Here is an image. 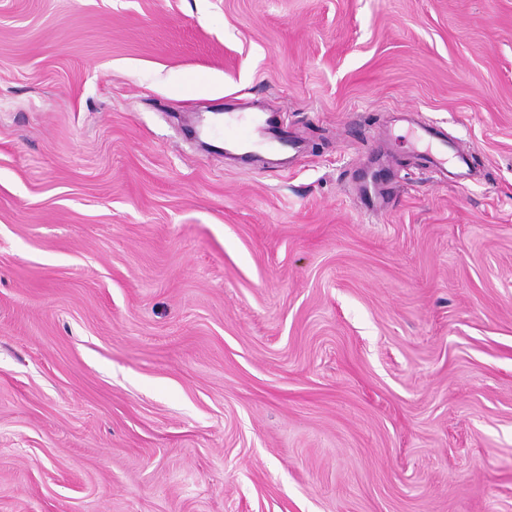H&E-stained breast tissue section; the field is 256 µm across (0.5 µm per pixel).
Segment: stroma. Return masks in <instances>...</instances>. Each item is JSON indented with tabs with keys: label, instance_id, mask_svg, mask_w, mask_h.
I'll return each instance as SVG.
<instances>
[{
	"label": "stroma",
	"instance_id": "stroma-1",
	"mask_svg": "<svg viewBox=\"0 0 512 512\" xmlns=\"http://www.w3.org/2000/svg\"><path fill=\"white\" fill-rule=\"evenodd\" d=\"M0 512H512V0H0ZM266 119L264 120L260 115L248 117L241 113L226 112L222 127H214L213 137L216 140H222L219 143L220 145L215 147L223 149L224 146V153L228 152V146L237 149L269 148L270 150H276L287 148V141L281 139L271 141L269 139L268 130L270 126Z\"/></svg>",
	"mask_w": 512,
	"mask_h": 512
}]
</instances>
